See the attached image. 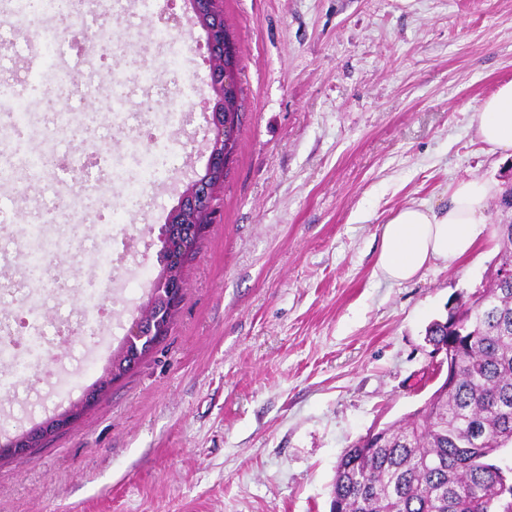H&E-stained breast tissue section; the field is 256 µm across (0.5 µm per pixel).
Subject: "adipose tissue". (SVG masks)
Masks as SVG:
<instances>
[{
    "mask_svg": "<svg viewBox=\"0 0 512 512\" xmlns=\"http://www.w3.org/2000/svg\"><path fill=\"white\" fill-rule=\"evenodd\" d=\"M477 135L489 151L512 152V81L481 101ZM493 186L469 179L454 184L446 205H409L384 224L375 271L388 281L405 283L431 264H454L471 254L487 226Z\"/></svg>",
    "mask_w": 512,
    "mask_h": 512,
    "instance_id": "1",
    "label": "adipose tissue"
}]
</instances>
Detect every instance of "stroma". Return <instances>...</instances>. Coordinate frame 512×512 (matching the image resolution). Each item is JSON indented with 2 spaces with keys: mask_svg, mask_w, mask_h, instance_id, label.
I'll return each instance as SVG.
<instances>
[{
  "mask_svg": "<svg viewBox=\"0 0 512 512\" xmlns=\"http://www.w3.org/2000/svg\"><path fill=\"white\" fill-rule=\"evenodd\" d=\"M239 55L241 116L211 220L185 268L168 336L70 428L31 454L0 459V512H330L336 466L359 438L420 409L445 377L426 339L450 301L484 284L504 215L488 201L486 239L468 259L432 265L396 284L376 276L381 228L401 207L444 202L448 187L480 178L502 188L512 157L489 153L476 109L512 80V0H217ZM178 16L181 43L202 36L189 0H126L122 15L85 10L83 36L63 33L74 99L55 134L44 80L31 122L0 113L19 149L54 139L61 163L39 183H0V228L15 267L0 315L22 312L28 291L18 236L43 221L68 247L48 256L42 295L51 373L0 389V421L17 436L82 403L148 299L161 265L157 233L210 150L200 127L214 99L195 53L172 56L158 33ZM30 41L0 14V80H22ZM148 69L131 99L135 126L112 124L117 71ZM199 95L182 124L165 126L147 96ZM167 164L148 174L149 139ZM80 168H73V156ZM99 186L88 211L70 205ZM127 238L117 288L103 289L106 335L61 333L96 265L99 225Z\"/></svg>",
  "mask_w": 512,
  "mask_h": 512,
  "instance_id": "35a3bbf8",
  "label": "stroma"
}]
</instances>
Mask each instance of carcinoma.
<instances>
[{"instance_id":"1","label":"carcinoma","mask_w":512,"mask_h":512,"mask_svg":"<svg viewBox=\"0 0 512 512\" xmlns=\"http://www.w3.org/2000/svg\"><path fill=\"white\" fill-rule=\"evenodd\" d=\"M495 271L512 270V222ZM457 363L417 412L341 457L332 512H512V277L495 275L426 331Z\"/></svg>"}]
</instances>
